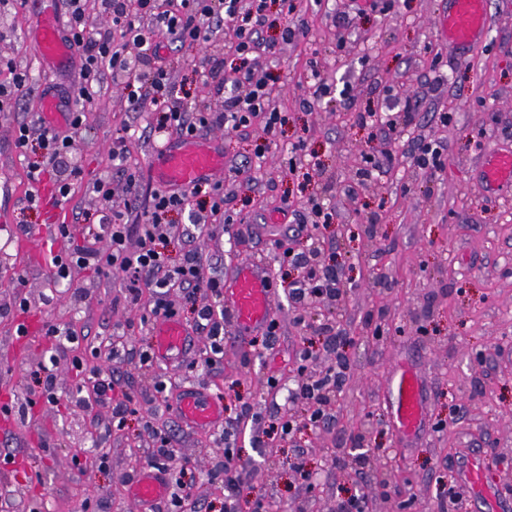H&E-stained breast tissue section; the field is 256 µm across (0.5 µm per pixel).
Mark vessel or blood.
I'll list each match as a JSON object with an SVG mask.
<instances>
[{
  "label": "vessel or blood",
  "mask_w": 512,
  "mask_h": 512,
  "mask_svg": "<svg viewBox=\"0 0 512 512\" xmlns=\"http://www.w3.org/2000/svg\"><path fill=\"white\" fill-rule=\"evenodd\" d=\"M486 0H448V9L440 18L439 31L449 49L464 52L487 34ZM71 48L63 34V25L53 8H46L39 18L35 37V58L47 70H58L67 62ZM42 124L59 127L66 121L59 100L50 94L41 100ZM224 169V151L219 140L189 137L161 146L154 168L156 180L168 189L182 191L193 184L215 179ZM482 178L488 191H497L512 184V149H492L483 166ZM273 289L262 262L246 260L239 263L224 282V307L234 327V342L262 333L274 316ZM191 333L174 318L158 320L153 330V351L156 360L170 362L179 358L190 343ZM393 401V420L397 437L409 442L427 426V402L418 374L411 368L396 370L389 384ZM180 420L198 429L212 430L224 421V408L211 396L197 388H187L177 397ZM488 459L469 460L459 473L460 481L472 495L495 503L500 493L487 482ZM167 482L153 468H145L131 484L130 497L145 505L164 496Z\"/></svg>",
  "instance_id": "b4317fda"
}]
</instances>
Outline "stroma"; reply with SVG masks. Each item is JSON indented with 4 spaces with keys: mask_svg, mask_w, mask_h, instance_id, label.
<instances>
[{
    "mask_svg": "<svg viewBox=\"0 0 512 512\" xmlns=\"http://www.w3.org/2000/svg\"><path fill=\"white\" fill-rule=\"evenodd\" d=\"M298 11L278 13L268 0L270 26L265 39L275 44L269 65L274 100L288 121L269 145L262 165H253L254 150L266 143L261 128L240 134L214 130L224 149V189L233 197L235 221L201 241L204 257L217 274H226L246 259L266 264L273 279L272 307L279 322L274 349L225 343L224 356L201 368L207 352L205 334H193L182 359L156 364L143 375L135 358L120 370L101 363L102 375L117 373L115 397L131 395L135 413L122 431L105 433L111 409L77 406L79 379L70 355L56 354L45 324L74 325L83 347L123 338L141 350L152 343L139 311L123 302L118 277L100 278L84 271L73 283L49 281L54 255L43 242L25 253L15 241L25 230H38L75 213L94 214L98 199L87 183L112 168L110 145L124 125L139 130L130 143L131 158L145 190L157 188L152 176L161 134L147 131L145 116L126 111L122 88L105 81L90 106L84 129L76 136L72 159L84 168L85 184L70 200H50L54 173L44 176L41 207L25 209L30 188L26 163L13 144L16 122L37 120L42 94L54 85L76 90L80 54L72 52L65 72L47 74L37 65L33 30L45 0H0V58L10 59L29 76L30 94L12 111L0 112V501L12 512H166L163 501L132 502L128 485L146 467L155 441L145 421L174 437L177 455L195 469L186 492L196 512H218L223 489L208 472L223 461L224 450L209 432L191 430L179 419V390L196 383L224 405L252 404L265 423L298 415L301 402L288 392L299 379L292 367L303 340H311L309 373H317L344 354L351 375L337 399L329 424L302 429L293 438L275 439L269 447L240 443L239 491L258 488L305 512H336L339 501L354 495L359 478H339L330 459L343 455L356 434L379 449L373 464L385 477L397 478L392 504L413 499V512H436L438 501L460 491L455 466L473 454L512 458V186L485 193L479 166L488 150L512 147V0H487L489 31L465 57H456L441 40L440 15L448 0H297ZM305 22L308 35L282 42L284 26ZM198 49L172 48L169 63L190 100L208 94L194 71ZM347 97L314 94L317 79ZM417 100L412 124L400 127L390 148L393 169L358 183L365 156L380 147L378 123L402 118V99ZM372 112L374 126H362L356 113ZM447 146L445 166L424 180L411 153L420 139ZM304 141L316 155L321 174L311 182L287 176L283 167L290 146ZM323 191L336 208V221L318 233L326 241L322 264H341L347 292L340 302L313 305L316 321L336 320V340L308 335L295 326L288 283L297 273L279 267L274 243L304 238L292 235L283 204L304 206L311 191ZM25 277V288L15 286ZM25 307H18V297ZM30 329L16 335L18 323ZM55 361L57 403L47 402L35 380L40 365ZM416 365L424 381L428 434L401 445L390 422L388 384L398 362ZM283 389L265 393L268 377ZM162 379L169 389L161 398L154 388ZM306 451L317 481L306 491L290 468L297 451Z\"/></svg>",
    "mask_w": 512,
    "mask_h": 512,
    "instance_id": "obj_1",
    "label": "stroma"
}]
</instances>
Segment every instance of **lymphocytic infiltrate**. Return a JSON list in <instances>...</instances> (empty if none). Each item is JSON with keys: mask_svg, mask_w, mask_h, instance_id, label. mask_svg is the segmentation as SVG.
<instances>
[{"mask_svg": "<svg viewBox=\"0 0 512 512\" xmlns=\"http://www.w3.org/2000/svg\"><path fill=\"white\" fill-rule=\"evenodd\" d=\"M68 2L66 38L81 52L77 104L68 115L67 131L36 127L25 121L15 127L13 143L20 156H28L34 148L41 152V162L29 169L31 180H40L45 166L56 165L71 152L73 136L84 125L86 107L95 100L107 75L121 83L130 111L152 104L149 125L158 132L187 137L223 127L244 132L258 125L265 135L273 137L285 124L286 117L272 97V73L266 62L273 45L261 36L267 21L266 0H101L105 24L94 34L86 26L83 0ZM146 17L152 22L148 30L142 25ZM220 34L228 40L230 62L209 55L194 65L203 85L224 95L223 110L215 111L179 97L165 52L173 42L182 47H204ZM126 154V138L113 141L110 156L124 181V199L119 207L112 204L111 180L99 178L84 183V170L78 165L58 175L56 192L61 199H71L76 187L84 184L102 207L97 223L80 229L72 224L61 225L62 237L72 241L73 248L53 259L50 277L60 283L72 281L78 270L90 269L102 276L119 274L128 304L138 305L144 290H151L153 303L142 318L146 325L176 316V309L165 295L168 289H183L193 304L197 330L207 334L211 353L223 354L224 280L208 272L196 244L185 250L180 262L171 263L164 250V226L171 214L195 208L208 211L215 223H231V198L225 194L222 182L209 180L180 192L160 187L143 195L135 171L125 164ZM320 254L321 243L317 240L311 241L304 253L290 245L279 252V264L304 270L302 279L289 284L288 294L293 300L316 294L334 302L343 298L345 289L339 269L319 264ZM72 364L89 384L83 404L111 405L114 426L123 427L134 412L131 398L113 401L115 383L101 377L93 360L76 356ZM348 369L346 360L341 358L318 378L299 385L297 396L306 404L302 420L264 427L256 417L248 419L241 413L225 416L219 436L224 445V462L219 469L226 490L223 512H267L266 493L255 491L245 500L237 493L234 463L241 437L249 436L252 446L262 448L272 435L295 434L300 422L317 424L341 389Z\"/></svg>", "mask_w": 512, "mask_h": 512, "instance_id": "lymphocytic-infiltrate-1", "label": "lymphocytic infiltrate"}]
</instances>
